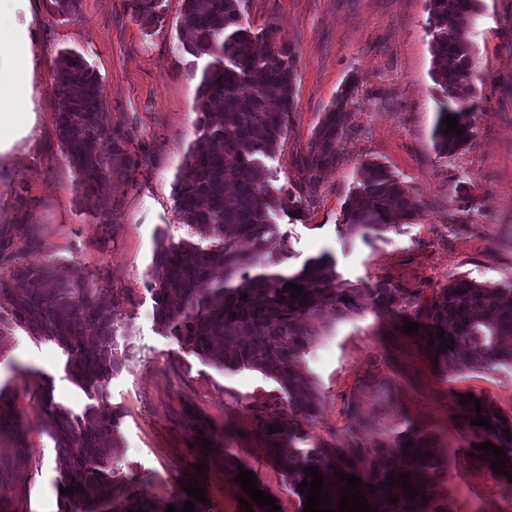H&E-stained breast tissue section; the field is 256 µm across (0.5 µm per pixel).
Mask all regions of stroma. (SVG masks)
<instances>
[{
	"instance_id": "1",
	"label": "stroma",
	"mask_w": 512,
	"mask_h": 512,
	"mask_svg": "<svg viewBox=\"0 0 512 512\" xmlns=\"http://www.w3.org/2000/svg\"><path fill=\"white\" fill-rule=\"evenodd\" d=\"M481 3L470 29L482 73L474 137L445 155L433 140L438 88L429 0H246L252 28L274 27L275 44H288L296 55L294 112L279 148L264 160L275 188L304 198L301 212L272 216L287 239L286 268L325 254L353 287L385 282L424 300L454 277L512 284V0ZM50 4L29 0L38 32L32 101L39 137L20 147L12 170L0 173V225L23 224L36 236L37 248L22 263L78 262L98 287L125 294L112 310L122 366L106 385L125 484L159 512L191 481L205 492L200 512H246L235 480L244 469L281 512H302L271 449L280 444L305 453L343 426L344 404L354 398L364 410L381 412L386 426L411 427L431 440L441 467L425 490L449 512H512V486L478 460L459 420L460 398L468 393L512 420V367L449 373L435 364L424 331L403 332L401 311L370 308L333 322L306 354L302 368L322 390L323 403L292 440L287 428L273 434L265 425L282 410L271 379L221 370L167 335L149 287L157 242L199 240L173 200L197 120L198 78L178 39L182 0H164V22L156 29L131 18L122 0H79L66 17L51 13ZM61 49L87 60L113 121L136 127L155 158L148 179L135 187L115 181L102 198L103 207L118 209L106 229L77 208L75 174L55 132L48 65ZM350 83L355 89L338 162L306 192L299 162L324 112ZM368 161L385 164L422 207L408 223L348 239L343 210ZM65 360L57 344L24 329L0 334V417L19 420L23 430L19 440L0 433V460L12 467L0 480V512H60L65 477L34 386L43 384L56 402L82 410L87 398L68 379ZM369 373L394 379L395 399L378 405L363 383Z\"/></svg>"
}]
</instances>
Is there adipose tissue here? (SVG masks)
<instances>
[{"mask_svg": "<svg viewBox=\"0 0 512 512\" xmlns=\"http://www.w3.org/2000/svg\"><path fill=\"white\" fill-rule=\"evenodd\" d=\"M27 0H0V157L11 158L16 144L34 139L35 114L29 50L35 33L26 14Z\"/></svg>", "mask_w": 512, "mask_h": 512, "instance_id": "ef3b65f1", "label": "adipose tissue"}]
</instances>
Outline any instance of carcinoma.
<instances>
[{
  "instance_id": "obj_1",
  "label": "carcinoma",
  "mask_w": 512,
  "mask_h": 512,
  "mask_svg": "<svg viewBox=\"0 0 512 512\" xmlns=\"http://www.w3.org/2000/svg\"><path fill=\"white\" fill-rule=\"evenodd\" d=\"M245 0H182L184 50L201 61L195 111L197 139L186 155L174 184L175 209L183 223L201 238L205 247L183 242L158 243L151 277L156 318L181 349L209 360L219 354L218 366L229 372L254 370L275 381L281 392L288 424L298 428L321 410V391L315 381H303L301 364L310 348L325 336L328 313L340 319L369 307L414 309L415 319L426 318L425 330L445 331L434 339L441 350L438 361L453 372L492 370L512 364V286L480 283L466 277L449 280L432 301L417 304L400 288L382 284L368 290L351 288L338 279L327 255L306 260L292 274L275 270L285 258V236L270 222L284 207L282 191L263 175L262 158L273 155L288 130L294 109L295 57L288 46H272L274 28L254 32L244 23ZM136 21L151 25L161 18V0H123ZM480 10V0H429L432 77L441 89L434 127L436 149L453 154L474 137L477 74L470 22ZM49 88L57 100L56 130L60 150L76 175V203L96 224L114 223L117 209L102 210L100 195L113 180L149 172L153 154L134 144L136 132L112 123L105 109L100 79L85 58L60 50L49 64ZM353 87L347 86L325 113L312 134L301 167L314 188L319 175L336 166L338 143L346 132ZM458 120L461 134L446 132V116ZM420 202L409 187L384 165L367 162L361 180L351 191L344 210L343 231L354 236L363 230L387 231L411 220ZM280 237L281 250L269 249ZM25 227L0 228V330L20 327L39 339L55 342L66 355L65 371L71 382L90 400L75 412L57 403L50 390L43 393L41 411L56 442L64 466L66 487L76 493L63 497L61 512H156L141 499L116 495V475L122 455L117 416L105 400L106 383L116 371L118 356L112 306L124 295L116 292L110 304L99 298L77 265L17 264L35 246ZM293 283L303 292L291 297ZM247 297H242V294ZM96 328L93 336L85 327ZM396 381L375 382L376 396L394 398ZM481 416L491 428L473 426L475 403L460 405V418L470 432V448L485 465L493 453L476 448L490 442L507 453L503 469L512 472V423L480 401ZM344 426L330 432V440L298 456L270 449L284 459L286 478L300 502L308 466L319 468L323 491L338 509V491L346 483L337 473L353 474L377 512H448V506L431 496L411 501L397 483L400 474L420 489L435 467L428 439L406 428L381 431L366 450L358 434L374 420L357 403L343 407ZM365 469H358L361 460ZM391 481V488L386 482ZM375 493H370V490ZM393 495L396 503L386 497Z\"/></svg>"
}]
</instances>
